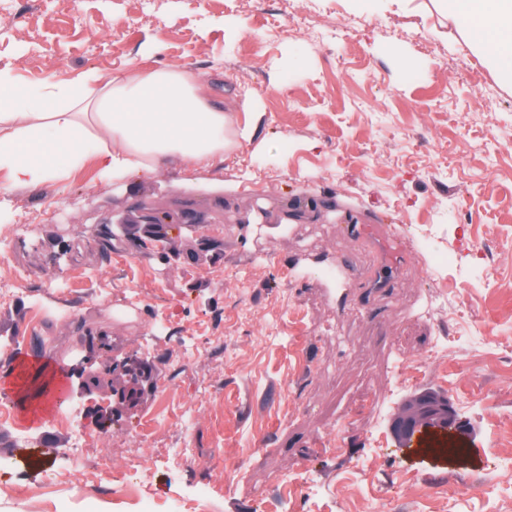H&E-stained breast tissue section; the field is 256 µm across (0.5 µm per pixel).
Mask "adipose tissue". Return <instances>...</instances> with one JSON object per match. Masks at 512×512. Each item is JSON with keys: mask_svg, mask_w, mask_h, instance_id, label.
<instances>
[{"mask_svg": "<svg viewBox=\"0 0 512 512\" xmlns=\"http://www.w3.org/2000/svg\"><path fill=\"white\" fill-rule=\"evenodd\" d=\"M437 2L469 48L512 85V0ZM45 96L49 111L21 107L0 76V211L14 194L63 180L88 161L98 179L126 189L134 174L169 165L191 187L200 171L223 169L225 157L252 141L250 124L240 120L250 101L212 98L184 70L119 72L97 86L80 76L47 87ZM57 155L67 157V168L54 164Z\"/></svg>", "mask_w": 512, "mask_h": 512, "instance_id": "adipose-tissue-1", "label": "adipose tissue"}]
</instances>
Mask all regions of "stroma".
Returning a JSON list of instances; mask_svg holds the SVG:
<instances>
[{
    "instance_id": "stroma-1",
    "label": "stroma",
    "mask_w": 512,
    "mask_h": 512,
    "mask_svg": "<svg viewBox=\"0 0 512 512\" xmlns=\"http://www.w3.org/2000/svg\"><path fill=\"white\" fill-rule=\"evenodd\" d=\"M302 13L326 37L303 31ZM350 19V37H329ZM156 67L249 98L253 143L225 160L220 188L163 168L120 190L88 165L13 196L0 280L25 281L0 304V512H166L220 470L205 512H375L385 499L392 512H512L511 481L464 485L512 457V148H497L512 89L434 0L370 14L346 0H0V73L22 102L82 72ZM146 208L197 215L167 227L174 256L132 237ZM388 233L403 252L377 290ZM428 242L459 265L430 264ZM491 262L493 283L475 287ZM458 310L459 334L479 327L485 347L452 336L431 356ZM194 331L224 342L178 368L168 355ZM414 355L429 361L403 381ZM47 361L66 372L63 400ZM423 392L448 399L467 452L396 451L390 419ZM200 395L210 407L182 431ZM76 429L99 438L89 462L108 451L120 472L138 453L145 478L105 494L69 477ZM261 474L302 496L259 497Z\"/></svg>"
}]
</instances>
